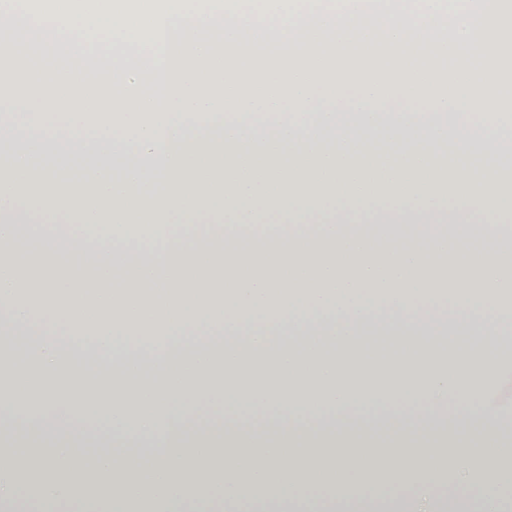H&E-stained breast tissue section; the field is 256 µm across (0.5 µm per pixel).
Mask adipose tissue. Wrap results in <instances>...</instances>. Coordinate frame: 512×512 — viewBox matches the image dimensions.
<instances>
[{
    "mask_svg": "<svg viewBox=\"0 0 512 512\" xmlns=\"http://www.w3.org/2000/svg\"><path fill=\"white\" fill-rule=\"evenodd\" d=\"M509 154L512 84L0 96V334L25 343L0 351V512L23 446L42 512L85 480L182 512L189 482L241 507L317 476L323 512H501L473 489L512 475V411L480 416L512 370Z\"/></svg>",
    "mask_w": 512,
    "mask_h": 512,
    "instance_id": "obj_1",
    "label": "adipose tissue"
}]
</instances>
